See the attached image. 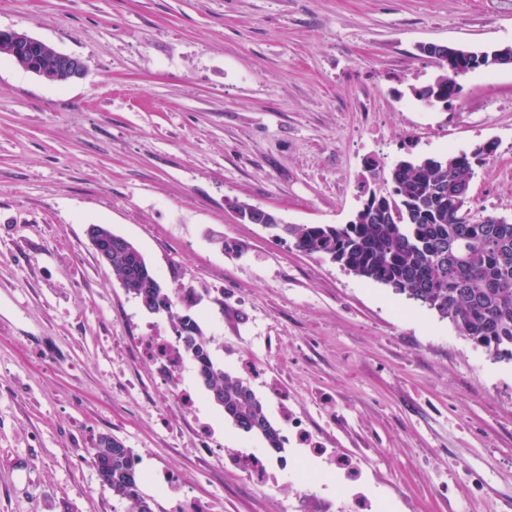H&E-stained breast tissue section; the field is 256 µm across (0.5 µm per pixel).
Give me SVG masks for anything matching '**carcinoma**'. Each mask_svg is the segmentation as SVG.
<instances>
[{
	"label": "carcinoma",
	"mask_w": 512,
	"mask_h": 512,
	"mask_svg": "<svg viewBox=\"0 0 512 512\" xmlns=\"http://www.w3.org/2000/svg\"><path fill=\"white\" fill-rule=\"evenodd\" d=\"M448 75L414 89L432 102L448 101ZM492 145L450 157L402 160L390 172L391 190L370 191L347 224H270L309 255L328 257L358 277L384 284L449 320L458 333L500 359L512 360V222L464 209L465 194ZM126 291L150 313L170 310L173 296L139 252L116 246L109 265ZM182 353L190 357L210 400L244 434L261 437L271 454L282 452L281 430L263 401L240 377L215 364L212 340L187 314L175 324ZM93 464L126 512H154L133 451L107 434L93 448Z\"/></svg>",
	"instance_id": "carcinoma-1"
}]
</instances>
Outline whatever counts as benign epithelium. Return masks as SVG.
I'll return each mask as SVG.
<instances>
[{
  "label": "benign epithelium",
  "mask_w": 512,
  "mask_h": 512,
  "mask_svg": "<svg viewBox=\"0 0 512 512\" xmlns=\"http://www.w3.org/2000/svg\"><path fill=\"white\" fill-rule=\"evenodd\" d=\"M0 43L6 45L14 57L24 60L26 70L36 75H46V59L52 61L55 69L52 79L59 83L81 78L85 73V65L81 58L61 53L24 32L0 31ZM433 56L448 69V74L456 76L465 73L468 66L475 64L478 53L461 47L438 45Z\"/></svg>",
  "instance_id": "obj_1"
}]
</instances>
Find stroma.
I'll use <instances>...</instances> for the list:
<instances>
[{"label":"stroma","instance_id":"obj_1","mask_svg":"<svg viewBox=\"0 0 512 512\" xmlns=\"http://www.w3.org/2000/svg\"><path fill=\"white\" fill-rule=\"evenodd\" d=\"M0 30L86 66L60 84L0 56V512H124L77 460L102 434L138 456L155 512L165 473L223 512L294 504L288 470L273 468L270 496L197 452L200 420L225 448L263 443L192 361L172 375L201 397L187 412L140 358L147 327L187 313L225 370L265 368L248 383L275 426L307 421L331 512H512V361L234 209L345 224L368 164L386 176L490 142L471 211L512 221V66L461 76L448 110L411 93L440 72L423 44L512 46V0H0ZM90 224L196 305L148 313Z\"/></svg>","mask_w":512,"mask_h":512}]
</instances>
